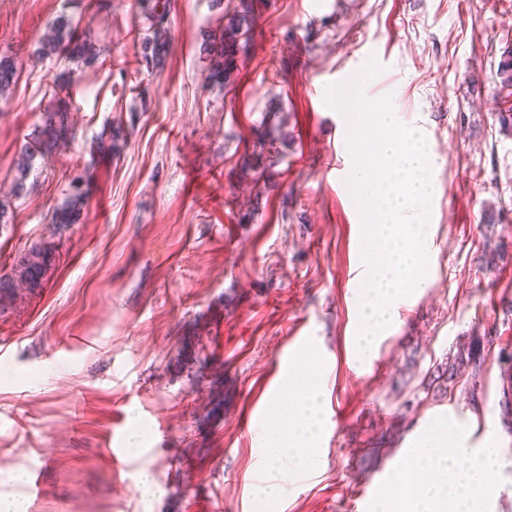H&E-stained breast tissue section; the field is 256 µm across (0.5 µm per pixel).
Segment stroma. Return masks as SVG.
Listing matches in <instances>:
<instances>
[{
  "instance_id": "obj_1",
  "label": "stroma",
  "mask_w": 512,
  "mask_h": 512,
  "mask_svg": "<svg viewBox=\"0 0 512 512\" xmlns=\"http://www.w3.org/2000/svg\"><path fill=\"white\" fill-rule=\"evenodd\" d=\"M172 39L159 72L137 70L141 0H0V53L24 60L0 96V275L35 244L38 286L0 308V495L42 464L28 512H368L390 469L436 422L472 446L498 438L506 465L490 512H512V96L497 71L512 49V0H253L249 55L231 89L207 85L200 46L224 25L211 0H168ZM71 15L107 50L69 82V65L30 52ZM368 98L423 130L437 157L429 283L399 305L366 361L359 329L361 221L345 185L346 124L324 89L369 57ZM149 109L118 154L97 153L126 122L128 80ZM66 102L75 140L37 157L10 196L17 149ZM82 175L78 223L52 208ZM479 375L444 378L478 339ZM324 365L320 467H265L259 423L304 345ZM145 436L115 471L110 445L132 421ZM153 497L136 488L141 470ZM284 488L261 507L250 474Z\"/></svg>"
}]
</instances>
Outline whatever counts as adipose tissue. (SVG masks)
<instances>
[{"mask_svg":"<svg viewBox=\"0 0 512 512\" xmlns=\"http://www.w3.org/2000/svg\"><path fill=\"white\" fill-rule=\"evenodd\" d=\"M322 362L304 349L283 374L279 392L261 422L262 456L272 464L294 460L299 470L319 464L324 439ZM505 460L495 439L472 448L449 426L426 432L407 448L373 502L372 512H486L498 491Z\"/></svg>","mask_w":512,"mask_h":512,"instance_id":"obj_1","label":"adipose tissue"}]
</instances>
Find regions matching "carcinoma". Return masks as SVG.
Wrapping results in <instances>:
<instances>
[{
    "label": "carcinoma",
    "mask_w": 512,
    "mask_h": 512,
    "mask_svg": "<svg viewBox=\"0 0 512 512\" xmlns=\"http://www.w3.org/2000/svg\"><path fill=\"white\" fill-rule=\"evenodd\" d=\"M253 5L250 0H239L233 7H226L224 26L216 36L213 45L205 47L211 56L208 69L209 78L216 85L228 86L231 64L227 63L224 47L232 46L246 54L251 48L250 18ZM145 14L148 15L149 27L142 36L139 48V68L148 72L157 69L162 61L166 44L170 36L169 4L160 0H146ZM104 48L91 35L78 34V26L73 19L62 13L49 24L38 42L36 53L41 58H65L83 66H91L98 62ZM18 65L9 56H0V95L16 81ZM500 89L512 95V52L500 64ZM74 138L73 127L69 123L68 113L62 109L43 114V124L33 142L22 145L13 159L14 177L13 194L21 195L26 190L27 180L33 169L36 154L48 150L59 143ZM121 137L113 132L99 137L98 150L102 154H110L120 149ZM85 196L76 192L67 197L52 215V223H75L79 212L83 209ZM48 261L46 250L35 245L31 247L20 264L11 268L7 274L0 276V288H13L17 284H30L36 281ZM472 367V372L480 371V364L472 355H459L448 363V378H454L463 368Z\"/></svg>",
    "instance_id": "carcinoma-1"
}]
</instances>
